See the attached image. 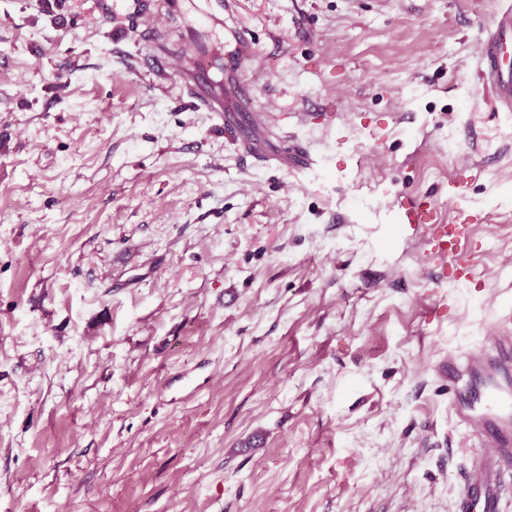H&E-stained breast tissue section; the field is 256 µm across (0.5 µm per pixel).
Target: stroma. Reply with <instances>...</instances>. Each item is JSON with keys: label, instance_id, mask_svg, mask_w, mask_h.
I'll return each instance as SVG.
<instances>
[{"label": "stroma", "instance_id": "stroma-1", "mask_svg": "<svg viewBox=\"0 0 512 512\" xmlns=\"http://www.w3.org/2000/svg\"><path fill=\"white\" fill-rule=\"evenodd\" d=\"M201 2L0 0V512H455L482 450L437 366L512 312V117L475 57L504 0ZM158 24L205 38L266 160L141 67ZM475 165L453 286L398 202L450 218Z\"/></svg>", "mask_w": 512, "mask_h": 512}]
</instances>
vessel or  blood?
I'll use <instances>...</instances> for the list:
<instances>
[{"mask_svg": "<svg viewBox=\"0 0 512 512\" xmlns=\"http://www.w3.org/2000/svg\"><path fill=\"white\" fill-rule=\"evenodd\" d=\"M512 42V7L496 13L485 25L476 51L480 76L492 93L496 110L512 111V59L506 48ZM144 69L157 78L182 77L174 54L162 51L143 57ZM259 118L243 110L232 118L229 131L241 140L248 155L260 151L253 132ZM403 223L422 229L427 259L452 266L466 274L476 271L473 230L482 223L479 211L462 208L452 222L439 219L431 202L408 198L399 204ZM442 370L455 392L452 412L456 421L480 442L484 453L461 487L456 512H503L502 491L512 473V315L499 317L484 346L465 359L449 356Z\"/></svg>", "mask_w": 512, "mask_h": 512, "instance_id": "1", "label": "vessel or blood"}]
</instances>
